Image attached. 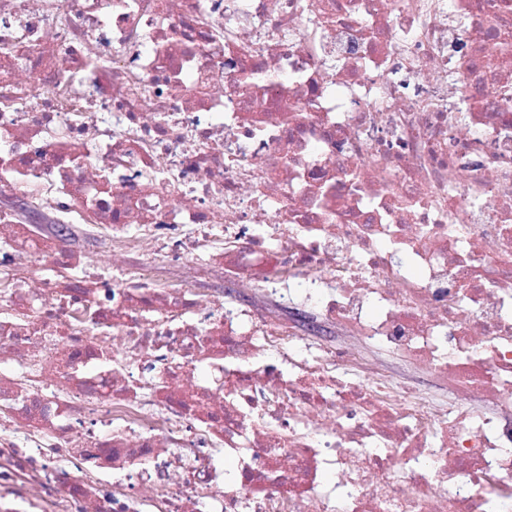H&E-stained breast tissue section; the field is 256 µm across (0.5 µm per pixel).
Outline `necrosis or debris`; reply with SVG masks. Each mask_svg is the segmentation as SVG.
Here are the masks:
<instances>
[{"mask_svg":"<svg viewBox=\"0 0 512 512\" xmlns=\"http://www.w3.org/2000/svg\"><path fill=\"white\" fill-rule=\"evenodd\" d=\"M0 512H512V0H0ZM69 248L79 257L81 266L91 273L107 271L112 266L110 243L106 238L95 240L75 235ZM197 259L193 255L184 256L175 267L164 266L159 269L157 283L183 284L195 288L197 299L202 306H209L210 300L218 296L224 290L225 295L235 298L242 304L248 303L250 294L239 292L234 286L224 281V275L220 272H212L204 277L196 273ZM365 353L368 356L379 359L389 371L401 374L404 377L411 379L417 386L426 389L431 388L433 379L430 373L416 372L411 369H408L399 360L387 355L385 352L377 348H367L365 350Z\"/></svg>","mask_w":512,"mask_h":512,"instance_id":"1","label":"necrosis or debris"}]
</instances>
